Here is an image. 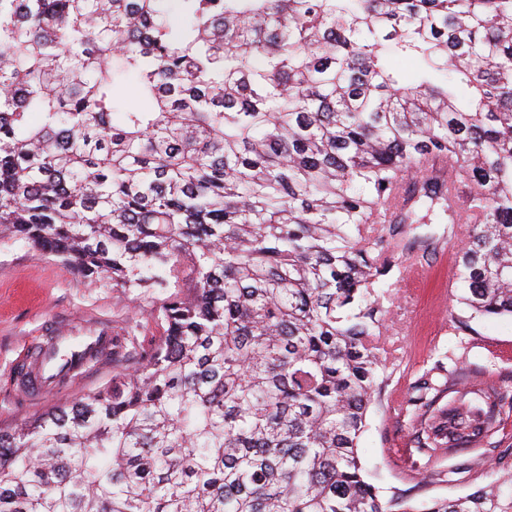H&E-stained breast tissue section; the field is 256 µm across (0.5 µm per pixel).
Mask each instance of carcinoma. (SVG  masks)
<instances>
[{
    "label": "carcinoma",
    "instance_id": "cac0c4a2",
    "mask_svg": "<svg viewBox=\"0 0 512 512\" xmlns=\"http://www.w3.org/2000/svg\"><path fill=\"white\" fill-rule=\"evenodd\" d=\"M436 155L468 224L450 185L406 188ZM436 205L462 303L512 315V0H0V237L114 288L190 280L109 383L0 429V512H512V470L419 509L358 454L383 284ZM416 391L415 447L495 444L503 382Z\"/></svg>",
    "mask_w": 512,
    "mask_h": 512
}]
</instances>
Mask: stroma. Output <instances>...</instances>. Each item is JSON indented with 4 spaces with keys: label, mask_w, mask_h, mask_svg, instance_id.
<instances>
[{
    "label": "stroma",
    "mask_w": 512,
    "mask_h": 512,
    "mask_svg": "<svg viewBox=\"0 0 512 512\" xmlns=\"http://www.w3.org/2000/svg\"><path fill=\"white\" fill-rule=\"evenodd\" d=\"M455 251L454 243L441 237L420 270L405 274L394 296L390 378L369 412L359 444L368 480L386 496L398 492L415 502L456 498L487 486L493 469L512 468V412L497 435L499 448H470L431 459L413 446L415 421L407 401L417 379L436 361L463 367L469 375L512 379V316L477 317L460 303L448 286ZM167 294L164 288H116L108 279L90 281L24 242L0 241V427L65 402L49 395L29 404L8 385L25 345L49 325L81 329L102 323L118 335L142 337L149 313ZM452 314L457 324L449 323ZM424 471L436 473V480L421 483Z\"/></svg>",
    "instance_id": "stroma-1"
}]
</instances>
